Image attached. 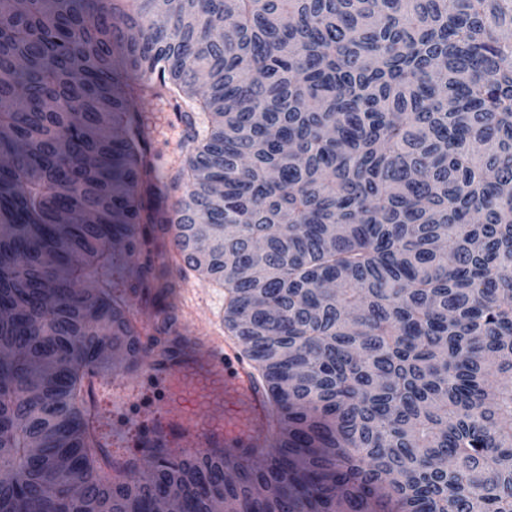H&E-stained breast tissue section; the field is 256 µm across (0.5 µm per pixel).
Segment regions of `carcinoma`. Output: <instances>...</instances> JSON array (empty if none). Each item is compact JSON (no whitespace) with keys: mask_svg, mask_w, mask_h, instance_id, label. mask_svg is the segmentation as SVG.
Returning <instances> with one entry per match:
<instances>
[{"mask_svg":"<svg viewBox=\"0 0 512 512\" xmlns=\"http://www.w3.org/2000/svg\"><path fill=\"white\" fill-rule=\"evenodd\" d=\"M147 92L206 120L177 244L275 440L110 481L75 365L158 223ZM1 157L0 512H512V0H0ZM191 285L203 288L195 297V306L199 319L207 321L209 317L221 318L224 323V288L206 281L204 277L192 272L185 280Z\"/></svg>","mask_w":512,"mask_h":512,"instance_id":"cac0c4a2","label":"carcinoma"}]
</instances>
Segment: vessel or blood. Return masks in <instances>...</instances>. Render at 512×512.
<instances>
[{
  "label": "vessel or blood",
  "mask_w": 512,
  "mask_h": 512,
  "mask_svg": "<svg viewBox=\"0 0 512 512\" xmlns=\"http://www.w3.org/2000/svg\"><path fill=\"white\" fill-rule=\"evenodd\" d=\"M138 123L151 145L166 132L186 135L197 119L156 102L139 114ZM131 266L130 257L117 251L103 271L122 301L128 329L124 360L110 367L93 359L78 367L79 420L99 473L127 479L158 457H221L269 447L275 407L242 347L193 325L182 288L173 289L163 310H156L135 287ZM147 373L164 382L163 395L113 427V415L138 397L139 380Z\"/></svg>",
  "instance_id": "vessel-or-blood-1"
}]
</instances>
